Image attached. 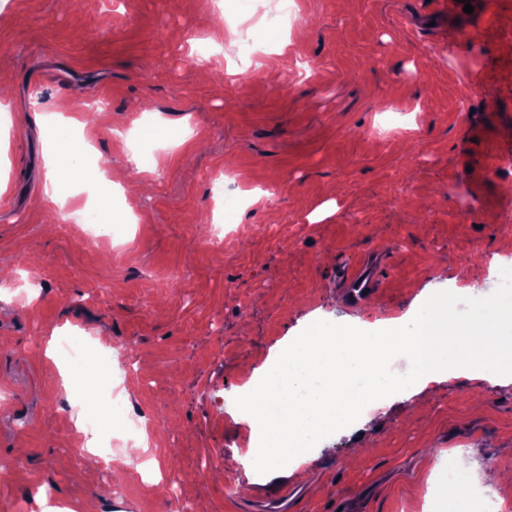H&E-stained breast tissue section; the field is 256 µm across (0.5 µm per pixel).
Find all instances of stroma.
Returning <instances> with one entry per match:
<instances>
[{
  "mask_svg": "<svg viewBox=\"0 0 512 512\" xmlns=\"http://www.w3.org/2000/svg\"><path fill=\"white\" fill-rule=\"evenodd\" d=\"M443 17L433 0H298L295 25L249 27V79L228 76L224 0H0V512H253L285 486L242 462L251 423L230 398L271 348L314 319L376 324L400 317L439 272L495 288L492 259L512 263V0ZM214 57L201 67L200 53ZM105 98L107 111L86 112ZM79 115L107 175L145 178L112 208L123 235L87 247L62 224L81 204L70 177L44 193L46 132ZM137 155L147 173L131 169ZM268 187L207 245L228 193ZM390 257L380 290L350 305L339 262ZM41 272L29 281L27 267ZM179 281L169 282L170 272ZM88 329L133 357L130 403L158 429L147 457L162 483L83 454L72 417L55 412L62 382L51 338ZM366 452L332 437L302 463L288 512H417L427 474L448 456L512 472V382L443 375L375 411ZM222 451L206 470V449ZM111 494H103L104 486ZM233 486L234 495L224 493Z\"/></svg>",
  "mask_w": 512,
  "mask_h": 512,
  "instance_id": "1",
  "label": "stroma"
}]
</instances>
